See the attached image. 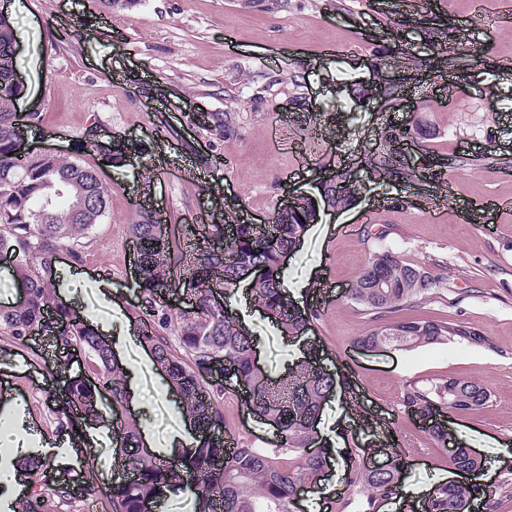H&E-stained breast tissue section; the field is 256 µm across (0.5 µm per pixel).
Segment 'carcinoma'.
<instances>
[{
  "label": "carcinoma",
  "mask_w": 512,
  "mask_h": 512,
  "mask_svg": "<svg viewBox=\"0 0 512 512\" xmlns=\"http://www.w3.org/2000/svg\"><path fill=\"white\" fill-rule=\"evenodd\" d=\"M430 38L433 53L453 63L448 30L433 27ZM13 43L11 28H1L0 75L15 67ZM403 61L414 64L411 53L401 47L378 58V70ZM19 98L20 89L0 80V258L11 257V276L27 291L25 303L0 309V327L19 346L39 330L57 353L83 352L87 373L64 375L62 393L52 398L57 426L81 445L87 428L102 417L103 393L112 394V403L123 404L128 370L117 359L112 342L57 296L56 255L65 251L71 264H83L80 240L106 216L109 190L88 164L54 155L20 159L13 154L15 124L40 122L38 112L14 111ZM412 133L426 134L424 125L384 132L365 160L374 177L383 181L413 175L399 150L400 142ZM104 150L118 158H138L145 153L143 145L121 138L112 139ZM358 191L356 182L338 171L329 179L325 195L329 205L339 209L347 207ZM313 215L308 202L278 213L273 224H245L227 214L222 224L200 225L203 246L189 253L175 234L159 232V214L145 208L140 211L139 220L131 225L139 245V296L129 318L139 344L150 351L155 368L161 371L164 385L179 398L180 416L193 426L195 444L181 458L159 464V455L144 447L137 422L123 412L116 414L122 464L137 472L138 479L112 482L111 512H153L152 504L167 493L191 495L193 512H214L216 491L222 494L223 512H297L296 492L316 485L320 474L331 466L330 446L318 444L317 422L323 405L336 391V377L322 365L323 351L309 336L319 312L316 296L300 308L280 287V257L299 245L313 225ZM256 267L266 268L267 274L254 278ZM440 282V275L430 266L406 263L386 249L371 254L350 291V299L373 322L357 342L396 350L454 340L487 344L481 332L446 315L393 317L428 299ZM243 283L253 304L264 310L283 336L306 341L302 359L277 381L255 367L254 338L240 327L239 313L230 303ZM174 287L187 297L190 309L174 312L167 299ZM219 358L228 365L236 384L248 387L245 403L259 410L261 420L276 431L272 447L241 443L229 455L211 438L224 425L220 404L224 384L209 377L211 364ZM490 399V392L480 384L449 378L429 388L406 386L402 406L411 418L424 420L435 417L437 404L478 411ZM74 405L82 407L81 416L70 413ZM317 444L320 452L308 453ZM287 455L292 456L289 464L282 461ZM449 463L465 474L485 466L482 457L462 443L449 456ZM409 464L408 453L394 451L387 470L375 471L362 462L345 470L344 480L364 500V512H374L377 502L401 493ZM0 467L35 473L21 512H48L46 489L60 501L91 499L98 492L92 483L78 485L66 478L36 448H22L17 454L1 452ZM470 496L463 483L437 484L430 492V512H471Z\"/></svg>",
  "instance_id": "carcinoma-1"
}]
</instances>
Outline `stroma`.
Listing matches in <instances>:
<instances>
[{
	"label": "stroma",
	"instance_id": "1",
	"mask_svg": "<svg viewBox=\"0 0 512 512\" xmlns=\"http://www.w3.org/2000/svg\"><path fill=\"white\" fill-rule=\"evenodd\" d=\"M503 0H0L17 36V65L27 86L18 111L36 109L42 121L24 131L26 148L79 161L98 170L111 190L109 211L83 245L84 276L59 259V296L116 337L128 311L106 303L97 288L110 279L133 302L137 253L130 226L144 205L160 210L180 237L200 212L261 224L286 193L312 191L336 167L358 168L385 127L416 120L430 134L413 136L406 151L417 165L408 179L371 185L349 207L322 214L288 255L290 282L331 285L313 335L326 365L347 386L325 405L321 423L333 431L339 454L352 463L370 448L411 450L406 485L429 488L449 473L448 451L427 428L404 415L406 385L447 378L476 381L491 393L478 412L448 411L449 431L488 460L497 512H512V25L489 23ZM444 24L460 48L483 50L488 62L457 68L434 62L432 27ZM406 44L418 65L394 68L399 102H356L349 87L374 81L373 64ZM300 74L292 84L291 74ZM231 112V132L217 134L207 116ZM292 138H284L282 127ZM144 143L156 156L172 153L195 178L144 170L134 158L103 151L112 137ZM385 229V240L369 229ZM434 266L442 280L418 314L445 313L483 333L476 346L452 341L409 350L366 351L356 340L370 327L349 298L370 253ZM260 340L258 361L271 376L285 374L293 349L262 313L247 320ZM0 372L17 387L6 408L15 416L16 445L56 447V463L76 453L56 431L47 408L51 385L38 364L44 345L13 344ZM130 369L129 405L148 448L180 454L174 439L184 424L138 343L119 347ZM224 429L263 447L271 426L247 411L238 387L225 390Z\"/></svg>",
	"mask_w": 512,
	"mask_h": 512
}]
</instances>
